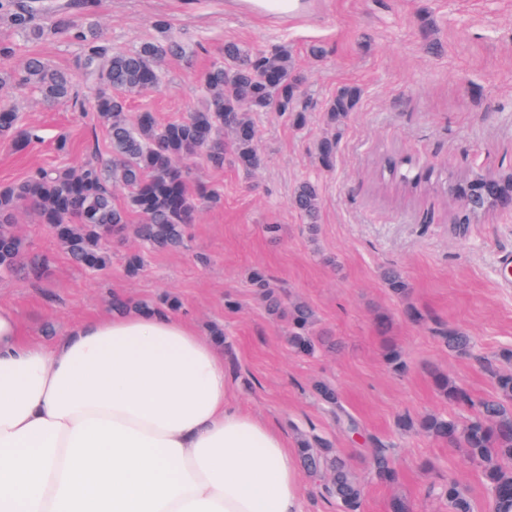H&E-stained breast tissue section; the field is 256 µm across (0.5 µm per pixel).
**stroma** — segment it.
Here are the masks:
<instances>
[{
  "instance_id": "1",
  "label": "stroma",
  "mask_w": 512,
  "mask_h": 512,
  "mask_svg": "<svg viewBox=\"0 0 512 512\" xmlns=\"http://www.w3.org/2000/svg\"><path fill=\"white\" fill-rule=\"evenodd\" d=\"M322 14L274 28L236 13L225 0H98L95 19L113 47L131 49L159 38L158 22L180 35L185 51L167 58L159 89L129 102L130 115L149 111L165 123L200 107L198 76L222 56L233 39L255 51L278 45L292 49L307 79L311 103L304 126L276 112L256 117V147L263 164L247 173L233 164L193 166L192 181L216 189L221 204L202 205L187 229L183 249L156 251L128 231L111 246L112 268L104 274L74 265L50 229L28 210L17 215V231L30 254L54 261L35 282L0 275V303L13 307L26 337L51 342L73 325L112 313V298L153 305L178 297L179 316L200 332L219 326L224 368L243 409L284 430L289 440L316 431L329 438L364 488L361 512H388L393 496L413 512H448L431 485L455 477L475 512H488L483 476L457 448L400 431L405 414H439L457 420L471 407L449 403L434 387L437 370L480 400L495 392L485 371L512 349V288L499 285V256L512 251V213L491 212L454 224L461 210L442 188H403L383 180L385 159L410 161L414 170L456 177L512 173V0H323ZM0 44L13 54L0 58V99L13 104L24 125L40 139L18 151L0 140V186L24 180L45 167H75L105 149L106 133L94 113L47 104L33 87L10 81L27 58L77 73L81 47L60 35L35 40L0 20ZM326 50L323 61L307 55L310 45ZM355 84L362 98L344 125L328 126L322 112L338 87ZM339 139L336 166L322 169L318 141ZM67 146L58 149L59 136ZM318 181L322 206L317 232H310L291 206L297 184ZM279 225L269 235L267 225ZM140 254L136 276L127 259ZM398 268L410 284L408 299L393 296L383 268ZM264 268L273 288L289 300L309 303L319 332L335 349L310 356L292 352L286 320L270 317L250 286L253 268ZM233 300L235 309L224 306ZM430 318L415 325L406 305ZM391 320L380 335L377 315ZM473 336L478 359L448 352L437 326ZM395 344L409 363L392 371L382 357ZM335 385L363 427L392 446L400 472L383 486L372 475L369 448L338 429L330 409L311 391L315 381Z\"/></svg>"
}]
</instances>
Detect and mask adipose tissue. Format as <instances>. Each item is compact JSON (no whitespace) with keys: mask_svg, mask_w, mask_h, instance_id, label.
Wrapping results in <instances>:
<instances>
[{"mask_svg":"<svg viewBox=\"0 0 512 512\" xmlns=\"http://www.w3.org/2000/svg\"><path fill=\"white\" fill-rule=\"evenodd\" d=\"M295 453L177 314L87 318L45 344L0 304V512H304Z\"/></svg>","mask_w":512,"mask_h":512,"instance_id":"adipose-tissue-1","label":"adipose tissue"}]
</instances>
